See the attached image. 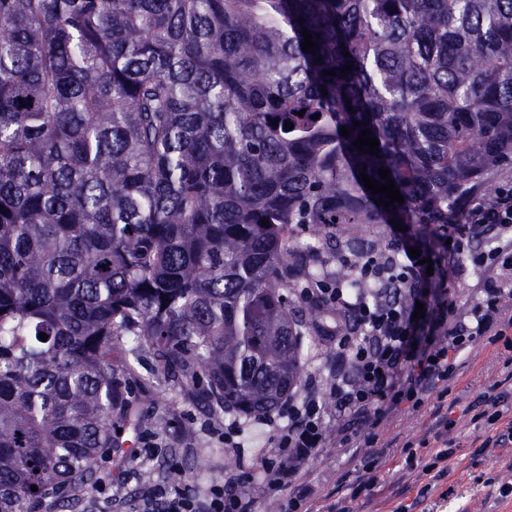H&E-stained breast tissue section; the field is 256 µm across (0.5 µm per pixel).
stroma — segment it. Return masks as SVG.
I'll return each mask as SVG.
<instances>
[{
    "label": "stroma",
    "mask_w": 512,
    "mask_h": 512,
    "mask_svg": "<svg viewBox=\"0 0 512 512\" xmlns=\"http://www.w3.org/2000/svg\"><path fill=\"white\" fill-rule=\"evenodd\" d=\"M398 229L387 222L376 224H335L331 236L323 240L318 257L324 269L336 267L340 256L349 254L362 239L379 236L383 243L396 242ZM334 319L319 321L313 330L307 351L304 374L326 377L335 362ZM499 345L486 341L477 344L462 358L452 393L459 406L485 391L500 378ZM123 382L135 402L138 425H125L116 433L117 441L132 443L142 451L126 473H118L111 459L94 463L99 481L93 486L72 489L74 502L69 512H141L145 499L156 486L166 484L170 467L188 472L187 487L196 493L208 492L211 485L241 473L259 450L273 447L275 431L264 418L241 417L223 410L190 405L162 376L149 374L143 367L123 375ZM436 397H428L416 411L398 412L378 424L374 433L386 455L377 464L379 486L367 502H351L352 512H399L410 504L425 480L408 470L403 450L405 442H419L428 437ZM238 425L240 454L224 450V428ZM451 436L457 445L448 461L447 485L453 492L448 499L431 494L423 503V512H512V496L500 498L501 484L512 483V446L481 449L478 431L468 418H461ZM370 451L366 448H326L305 467V479L319 493L300 508V512H323V498L342 497L346 486L362 473Z\"/></svg>",
    "instance_id": "obj_1"
}]
</instances>
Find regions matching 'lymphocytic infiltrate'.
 <instances>
[{
	"label": "lymphocytic infiltrate",
	"mask_w": 512,
	"mask_h": 512,
	"mask_svg": "<svg viewBox=\"0 0 512 512\" xmlns=\"http://www.w3.org/2000/svg\"><path fill=\"white\" fill-rule=\"evenodd\" d=\"M453 209L466 221L441 225L434 249L481 272L479 300L469 314L459 313L454 284L429 276L411 256L410 244L343 259L351 279L313 280L302 291L305 299L326 301L348 316L347 328L336 333L335 371L321 388L289 396L287 423L268 417L276 443L253 459L245 475L202 496L170 484L156 487L144 512H257L262 495L286 500L295 512L314 494L304 468L323 448H344L359 437L376 447L371 428L390 413L420 409L427 395L447 398L460 357L484 339L501 344L504 377L470 403L471 421L487 431V444L512 441V427L496 429L512 416V315L503 305L512 295V181L487 201L463 195ZM420 303L425 317L417 323L412 315ZM434 417L431 439L420 442L425 455L408 454L410 469L428 478L425 494L442 486L455 453L448 434L456 419L439 409Z\"/></svg>",
	"instance_id": "obj_1"
}]
</instances>
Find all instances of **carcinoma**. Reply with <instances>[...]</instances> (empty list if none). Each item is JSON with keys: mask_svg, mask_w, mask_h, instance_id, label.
Returning a JSON list of instances; mask_svg holds the SVG:
<instances>
[{"mask_svg": "<svg viewBox=\"0 0 512 512\" xmlns=\"http://www.w3.org/2000/svg\"><path fill=\"white\" fill-rule=\"evenodd\" d=\"M508 159L512 0H0V512L118 451L116 355L279 408L324 314L288 309V225L446 224Z\"/></svg>", "mask_w": 512, "mask_h": 512, "instance_id": "obj_1", "label": "carcinoma"}]
</instances>
